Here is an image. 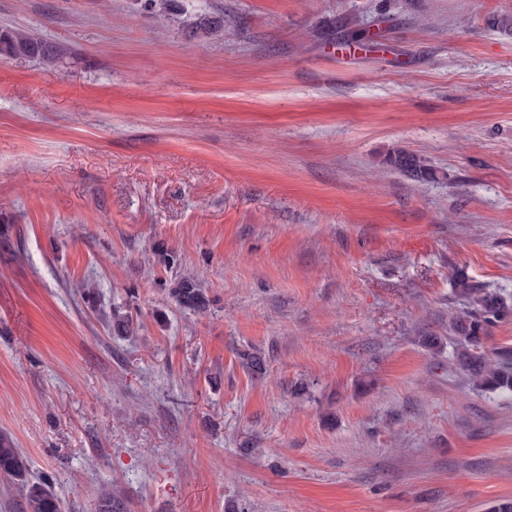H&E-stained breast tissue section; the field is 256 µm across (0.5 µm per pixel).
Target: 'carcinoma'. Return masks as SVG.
Returning a JSON list of instances; mask_svg holds the SVG:
<instances>
[{"instance_id":"cac0c4a2","label":"carcinoma","mask_w":512,"mask_h":512,"mask_svg":"<svg viewBox=\"0 0 512 512\" xmlns=\"http://www.w3.org/2000/svg\"><path fill=\"white\" fill-rule=\"evenodd\" d=\"M141 7L159 20L171 12L183 10L181 0H140ZM194 35L224 36V20L217 17L199 18ZM0 54L23 55L51 59L55 48L47 41L34 38L23 31L0 32ZM394 164L422 178L433 172L406 153L398 155ZM455 294L464 308L452 317L450 331L456 341V365L460 373L476 388L512 398V345L492 342L493 330L512 319V294L497 289L483 288L461 274L455 281ZM175 304L190 311H201L207 306L203 289L190 278H181L170 289ZM112 330L131 336L137 328L132 317L116 310L112 312ZM0 477L18 482L21 491V512H62V504L46 478L29 477L27 460L5 436L0 437ZM122 504L112 491L99 493V512H121Z\"/></svg>"}]
</instances>
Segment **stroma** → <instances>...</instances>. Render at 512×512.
<instances>
[{"label": "stroma", "mask_w": 512, "mask_h": 512, "mask_svg": "<svg viewBox=\"0 0 512 512\" xmlns=\"http://www.w3.org/2000/svg\"><path fill=\"white\" fill-rule=\"evenodd\" d=\"M193 3L223 37L0 0L56 48L0 56V434L63 512L512 498V400L447 341L455 274L512 293V0ZM170 295L175 304L183 310L201 311L207 306V298L202 288L190 278H180Z\"/></svg>", "instance_id": "1"}]
</instances>
